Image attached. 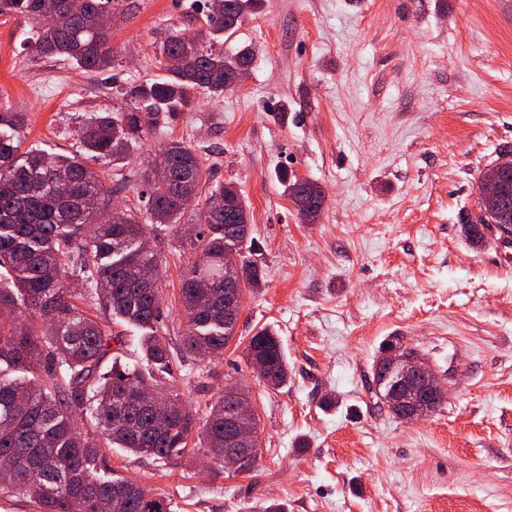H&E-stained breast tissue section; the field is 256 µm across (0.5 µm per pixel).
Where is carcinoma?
Returning a JSON list of instances; mask_svg holds the SVG:
<instances>
[{"label":"carcinoma","mask_w":512,"mask_h":512,"mask_svg":"<svg viewBox=\"0 0 512 512\" xmlns=\"http://www.w3.org/2000/svg\"><path fill=\"white\" fill-rule=\"evenodd\" d=\"M0 0V16L20 14L37 25L36 55H60L87 72L115 68L112 48L105 47L103 28L117 0ZM261 0H209L206 26L210 36H231L258 12ZM162 58L176 57L168 75L134 84L126 91L131 104L116 112L92 114L80 122L78 150L71 156L49 155L39 148L20 152L18 130L24 115L0 111V267L11 277L0 279V489L33 499L40 512H170L160 498L126 478L109 477L95 435L133 454L174 461L190 451L197 437L213 459H224V435L235 413L236 399L220 397L202 426L181 396L168 391L158 400L164 412L138 403L156 378L133 367L103 371L114 336L79 311L71 284L81 282L88 295L118 323L154 331L160 318V277L156 254L145 247L146 226L172 224L182 217L202 226L190 242L195 258L181 283L187 320L185 350L221 355L231 341L242 306L237 292L232 314L224 315V253L251 252L254 241L240 223L246 208L242 194H232L227 209L213 210L211 200L224 196V184L198 199L202 167L191 146L170 141L141 174L145 217L112 212L97 224L96 205L103 190L90 163H115L131 142L141 138L162 112H182L202 91L216 98L251 63L244 49L229 56L182 33L170 34L159 46ZM503 191L481 198L487 223L512 230V156L496 163ZM296 216L313 223L307 201L322 200L320 186L308 179L279 175ZM91 233L84 234L87 226ZM146 359L165 373L170 352L157 336L145 339ZM264 359L265 386L288 381V362L277 333L262 327L251 336L246 357ZM381 395L400 384L399 370L373 371ZM86 415L96 434L82 433L76 419Z\"/></svg>","instance_id":"cac0c4a2"}]
</instances>
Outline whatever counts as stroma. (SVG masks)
<instances>
[{"instance_id":"obj_1","label":"stroma","mask_w":512,"mask_h":512,"mask_svg":"<svg viewBox=\"0 0 512 512\" xmlns=\"http://www.w3.org/2000/svg\"><path fill=\"white\" fill-rule=\"evenodd\" d=\"M207 0H121L117 72L33 53L23 16H0V106L25 114V146L72 155L82 115L124 104L118 86L164 75L173 32L234 54L246 80L161 119L128 166L98 165L102 207L141 215L140 175L164 141L190 143L202 189L244 196L263 281L245 292L219 357L184 353L180 282L194 252L183 227L150 226L159 259L167 388L197 418L226 385L250 392L259 468L236 474L196 453L173 462L103 448L113 475L172 512H512V237L471 244L484 172L512 152V0H262L211 40ZM318 183L324 209L302 223L276 175ZM279 335L287 385L264 387L244 356L262 327ZM400 338L448 390L407 422L376 393L385 340Z\"/></svg>"}]
</instances>
